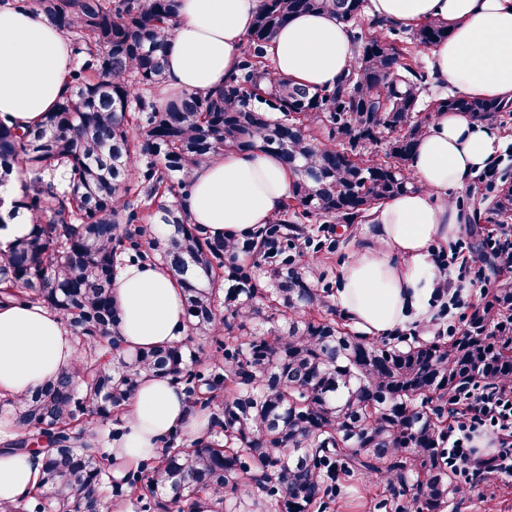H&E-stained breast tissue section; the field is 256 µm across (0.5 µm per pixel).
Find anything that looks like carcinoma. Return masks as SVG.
<instances>
[{
  "mask_svg": "<svg viewBox=\"0 0 512 512\" xmlns=\"http://www.w3.org/2000/svg\"><path fill=\"white\" fill-rule=\"evenodd\" d=\"M6 6L44 14L67 36L73 65L37 128L0 121V184L17 172L13 214L31 224L0 250V303L59 313L80 356L31 394L0 399L9 426L27 433L3 451L52 445L39 451L37 485L0 512H326L354 477L383 485L395 512H445L462 494L444 448L448 394L472 380L512 382V277L498 270L501 286L460 335L400 348L337 320L325 273L292 251L317 253L319 225L363 224L416 189L407 164L434 113L512 115V101L425 96L432 77L415 49L447 39L448 26L367 21L368 0H261L224 86L160 102L178 0ZM315 11L335 14L357 52L330 87L276 73L266 51L292 16ZM250 150L279 154L294 174L281 215L243 240L203 235L183 205L194 170ZM490 211L512 217V184ZM135 261L164 264L180 283L183 342L127 353L112 339V279ZM197 339L215 352L201 356ZM145 373L183 385L205 436L171 432L114 478L107 445L117 431L88 420L121 421Z\"/></svg>",
  "mask_w": 512,
  "mask_h": 512,
  "instance_id": "1",
  "label": "carcinoma"
}]
</instances>
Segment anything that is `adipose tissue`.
<instances>
[{
    "mask_svg": "<svg viewBox=\"0 0 512 512\" xmlns=\"http://www.w3.org/2000/svg\"><path fill=\"white\" fill-rule=\"evenodd\" d=\"M260 0H181L165 54L163 94H205L235 68ZM370 12L412 28L447 24L433 46V71L448 88L475 98L512 101V0H370ZM267 52L278 74L314 88L336 83L353 65L355 47L329 13L292 17ZM66 36L40 12L0 10V121L25 132L53 111L66 90ZM497 129L464 112L435 113L418 140L409 172L418 189L373 209L370 232L340 273L333 298L362 331L381 336L429 324L448 274L436 259L469 216L448 199L493 164ZM184 206L210 237L244 238L282 211L293 182L283 160L267 152H227L196 168ZM121 311L115 337L124 350L182 342L183 293L162 264H126L112 281ZM79 352L62 317L29 303L0 307V397H21L74 365ZM198 438L204 425L188 409L181 385L143 376L112 455L121 463L156 453L172 430ZM40 456L0 454V501L15 503L36 486Z\"/></svg>",
    "mask_w": 512,
    "mask_h": 512,
    "instance_id": "1",
    "label": "adipose tissue"
}]
</instances>
